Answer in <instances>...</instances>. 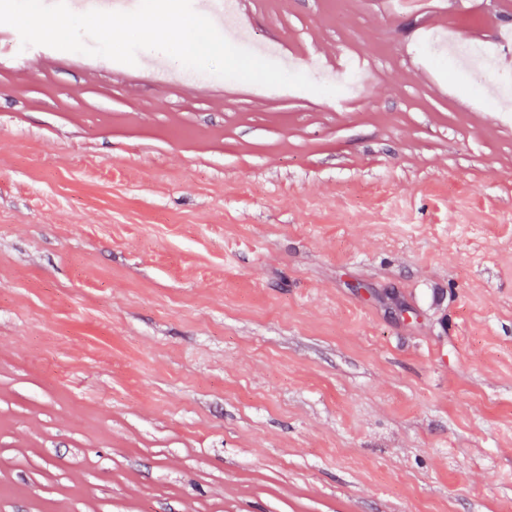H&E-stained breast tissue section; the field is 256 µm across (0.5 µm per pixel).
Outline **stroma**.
<instances>
[{"mask_svg":"<svg viewBox=\"0 0 512 512\" xmlns=\"http://www.w3.org/2000/svg\"><path fill=\"white\" fill-rule=\"evenodd\" d=\"M237 9L357 98L0 53V512H512V0ZM511 45V36H509L507 38L501 37L498 43L492 47L478 43L461 46V52L466 55L469 61L465 73L469 77L480 79L482 82L485 74L494 70L497 57Z\"/></svg>","mask_w":512,"mask_h":512,"instance_id":"1","label":"stroma"}]
</instances>
